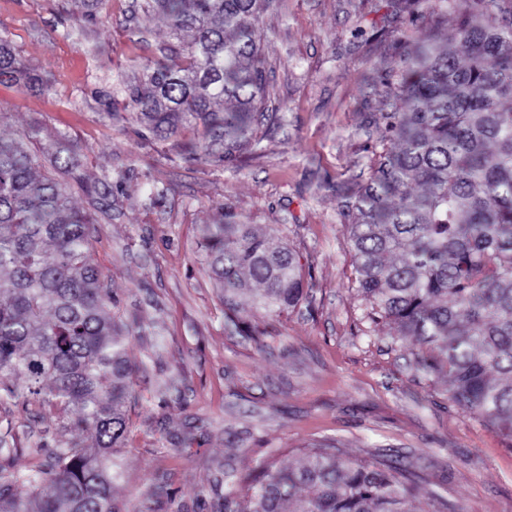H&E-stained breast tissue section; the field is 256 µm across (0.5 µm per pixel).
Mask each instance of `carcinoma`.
I'll return each mask as SVG.
<instances>
[{
    "label": "carcinoma",
    "instance_id": "carcinoma-1",
    "mask_svg": "<svg viewBox=\"0 0 512 512\" xmlns=\"http://www.w3.org/2000/svg\"><path fill=\"white\" fill-rule=\"evenodd\" d=\"M457 0H441L389 95L402 112L373 123L396 142L372 164L370 179L346 189L357 290L371 320H389L421 346L416 364L447 374L448 399L462 413L512 438V0H469L458 41H440V20ZM276 0H142L171 32L191 34L182 62L148 60L116 91L153 134L170 139L186 125L196 159L259 150L253 136L269 96L259 27ZM30 90L45 81L0 37V83ZM30 132L0 137V382L25 380L26 396L90 431L91 448L54 449L48 470L26 475L50 492L36 508L17 497L21 476L0 462V512H118L114 454L126 431L133 368L99 268L89 255L94 219L71 205L65 186L37 175ZM57 168L79 179L78 152L62 143ZM205 250L224 304L250 296L267 313L307 300L306 276L284 238L259 234L224 211ZM248 484L249 512H412L414 483L385 463H342L326 451L302 466L263 461Z\"/></svg>",
    "mask_w": 512,
    "mask_h": 512
}]
</instances>
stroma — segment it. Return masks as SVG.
<instances>
[{"label":"stroma","instance_id":"stroma-1","mask_svg":"<svg viewBox=\"0 0 512 512\" xmlns=\"http://www.w3.org/2000/svg\"><path fill=\"white\" fill-rule=\"evenodd\" d=\"M131 5L109 0L89 20L78 0H0V35L49 81L40 93L0 85V136L37 130L43 174L70 140L85 180L112 187L107 215L76 184L67 191L95 216L90 252L116 313L142 323L126 340L135 375L113 490L122 512H223L228 496L247 512L245 485L226 473L268 458L296 467L321 446L344 461L398 460L425 512L437 495L453 512H512V440L454 407L447 376L417 371L420 346L393 323H370L352 286L340 188L371 175L381 149L372 116L404 108L365 76L401 65L429 0H280L261 23L262 149L227 166L185 157L199 127L163 140L123 103L101 109L114 79L136 81L141 62L177 58L187 43L159 16L132 20ZM74 26L81 39L64 38ZM228 208L259 232H283L310 273L304 303L270 317L242 299L238 325L227 323L202 242ZM71 437L67 417L0 400L15 471Z\"/></svg>","mask_w":512,"mask_h":512}]
</instances>
